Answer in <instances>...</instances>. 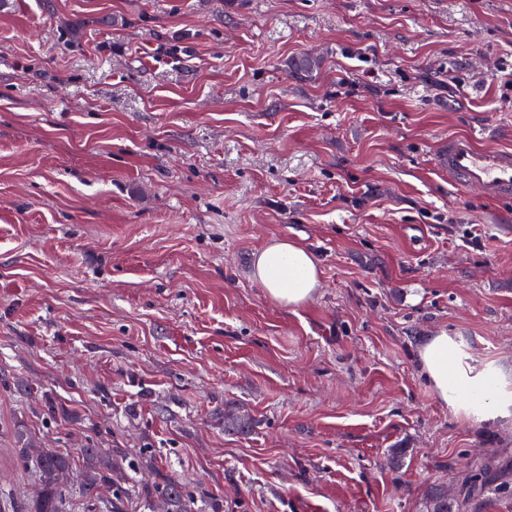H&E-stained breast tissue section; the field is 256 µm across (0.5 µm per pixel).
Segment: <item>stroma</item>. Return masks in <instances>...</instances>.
I'll list each match as a JSON object with an SVG mask.
<instances>
[{"label":"stroma","instance_id":"35a3bbf8","mask_svg":"<svg viewBox=\"0 0 512 512\" xmlns=\"http://www.w3.org/2000/svg\"><path fill=\"white\" fill-rule=\"evenodd\" d=\"M510 71L512 0H0L7 512L21 428L224 512H426L512 464V426L449 414L418 366L444 330L512 358V201L434 167L452 134L512 144ZM273 237L320 263L304 306L251 275Z\"/></svg>","mask_w":512,"mask_h":512}]
</instances>
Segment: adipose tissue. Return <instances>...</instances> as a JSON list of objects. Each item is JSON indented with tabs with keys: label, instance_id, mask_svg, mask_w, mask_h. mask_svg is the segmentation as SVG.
I'll return each instance as SVG.
<instances>
[{
	"label": "adipose tissue",
	"instance_id": "1",
	"mask_svg": "<svg viewBox=\"0 0 512 512\" xmlns=\"http://www.w3.org/2000/svg\"><path fill=\"white\" fill-rule=\"evenodd\" d=\"M252 277L277 304L298 308L322 282L320 264L298 241L276 238L252 256ZM421 370L439 403L474 423L512 425V361L478 359L461 337L441 332L419 351Z\"/></svg>",
	"mask_w": 512,
	"mask_h": 512
}]
</instances>
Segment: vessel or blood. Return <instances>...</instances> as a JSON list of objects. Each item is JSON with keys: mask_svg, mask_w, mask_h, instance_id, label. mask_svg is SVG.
I'll list each match as a JSON object with an SVG mask.
<instances>
[{"mask_svg": "<svg viewBox=\"0 0 512 512\" xmlns=\"http://www.w3.org/2000/svg\"><path fill=\"white\" fill-rule=\"evenodd\" d=\"M435 167L449 184L480 188L493 200L512 197V148L482 146L471 135L453 136L440 142Z\"/></svg>", "mask_w": 512, "mask_h": 512, "instance_id": "b4317fda", "label": "vessel or blood"}]
</instances>
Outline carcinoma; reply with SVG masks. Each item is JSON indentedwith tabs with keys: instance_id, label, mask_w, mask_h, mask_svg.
Here are the masks:
<instances>
[{
	"instance_id": "1",
	"label": "carcinoma",
	"mask_w": 512,
	"mask_h": 512,
	"mask_svg": "<svg viewBox=\"0 0 512 512\" xmlns=\"http://www.w3.org/2000/svg\"><path fill=\"white\" fill-rule=\"evenodd\" d=\"M233 406L225 405L228 412L224 421V430L241 435L252 432L255 422L244 413L231 412ZM33 443L24 438L23 432H17V454L32 462L38 492L31 500L30 512H67L64 488L73 481L74 459L67 453L47 448L36 455H30L26 449ZM82 468L79 472V490L89 501L99 499L100 487L110 486L113 498L122 500L126 494V471L136 470V464L127 459L118 448L104 452L99 448L80 449ZM497 467L492 461H484L475 466L459 490L456 499H448V492L435 488L426 501L427 512H463L477 507L479 498L487 497L505 487V483L496 482ZM142 499L151 503L159 502L166 512H202L198 502L201 497L180 481L168 476L156 474L152 481L140 487Z\"/></svg>"
}]
</instances>
